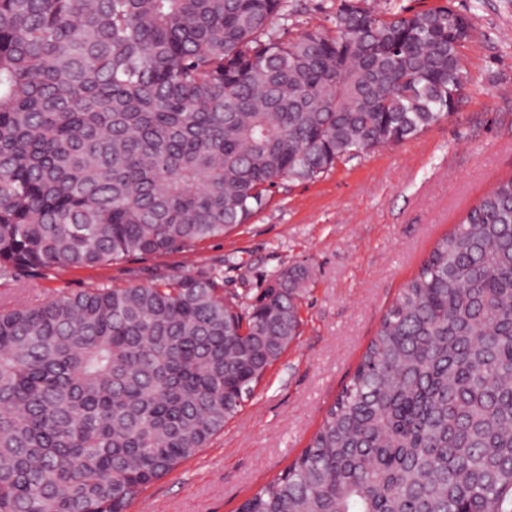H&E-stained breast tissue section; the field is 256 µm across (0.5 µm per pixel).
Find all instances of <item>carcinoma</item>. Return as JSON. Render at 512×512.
<instances>
[{"label": "carcinoma", "instance_id": "cac0c4a2", "mask_svg": "<svg viewBox=\"0 0 512 512\" xmlns=\"http://www.w3.org/2000/svg\"><path fill=\"white\" fill-rule=\"evenodd\" d=\"M0 0V278L188 254L284 182L456 114L470 16L339 0ZM307 272L0 309V512H126L300 335ZM239 512H512V176L439 241L301 454ZM293 12L288 16L285 37L297 38L315 28L327 31L336 12V0H288Z\"/></svg>", "mask_w": 512, "mask_h": 512}]
</instances>
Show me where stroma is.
I'll use <instances>...</instances> for the list:
<instances>
[{"mask_svg":"<svg viewBox=\"0 0 512 512\" xmlns=\"http://www.w3.org/2000/svg\"><path fill=\"white\" fill-rule=\"evenodd\" d=\"M448 2L475 25L465 50L472 82L451 120L316 181L284 184L248 224L193 254L0 279L6 307L217 268L225 293L250 301L282 271L308 270L300 334L288 352L207 447L151 484L127 512H237L287 469L349 383L400 289L478 198L512 175V0ZM290 3L288 38L330 28L336 0Z\"/></svg>","mask_w":512,"mask_h":512,"instance_id":"obj_1","label":"stroma"}]
</instances>
